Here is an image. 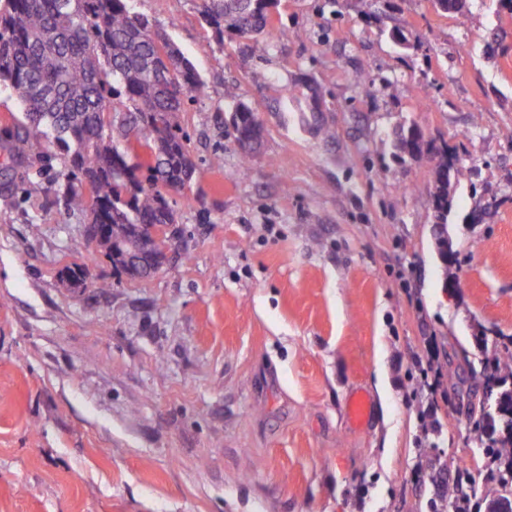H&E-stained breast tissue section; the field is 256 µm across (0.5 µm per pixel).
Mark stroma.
Masks as SVG:
<instances>
[{
    "label": "stroma",
    "mask_w": 512,
    "mask_h": 512,
    "mask_svg": "<svg viewBox=\"0 0 512 512\" xmlns=\"http://www.w3.org/2000/svg\"><path fill=\"white\" fill-rule=\"evenodd\" d=\"M199 3L132 0L205 82L181 115L196 172L167 193L179 222L160 272L132 280L97 253L87 276L106 292L63 283L84 220L51 192L62 160L46 141L0 184V512H419L429 406L437 455L489 480L465 405L479 334L512 337V12L278 0L242 45L217 43ZM296 80L333 140L278 103ZM228 84L265 127L242 179ZM413 123L470 170L452 288L431 164L392 157ZM418 358L457 384L424 387Z\"/></svg>",
    "instance_id": "1"
}]
</instances>
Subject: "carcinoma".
I'll use <instances>...</instances> for the list:
<instances>
[{
  "label": "carcinoma",
  "mask_w": 512,
  "mask_h": 512,
  "mask_svg": "<svg viewBox=\"0 0 512 512\" xmlns=\"http://www.w3.org/2000/svg\"><path fill=\"white\" fill-rule=\"evenodd\" d=\"M276 0H201V17L218 42L258 41L272 22ZM0 84L15 93L25 122L3 146L7 158L21 162L31 141L51 135L64 165L54 192L73 213L89 224L104 225L99 237L81 235L76 260L62 271L70 288L88 287L84 279L88 256L104 254L128 277L145 274L127 262L133 253L152 249L145 224L178 223L164 188L190 185L195 163L181 126L186 99L202 92L204 82L181 48L130 0H0ZM289 98L306 100L300 108L311 114L312 127L327 138L334 131L320 118L321 98L310 85L296 82ZM224 98L233 104L229 123L242 154L235 176L248 174L252 153L261 146L265 129L257 111L227 86ZM394 156L432 158L428 193L431 213H441L435 249L443 275L454 278L448 256V218L456 183L467 168L448 163V150L438 149L415 125L394 133ZM490 339L483 338V341ZM495 352L481 361L471 378L489 369L512 380V337L491 339ZM473 419L475 440L486 462L512 469V424L495 407L478 402ZM433 426L422 427L417 454L425 460L432 491L422 512H444L451 493L442 478L448 462L434 453ZM458 489L454 512H501V488H484L470 468L455 466Z\"/></svg>",
  "instance_id": "carcinoma-1"
}]
</instances>
